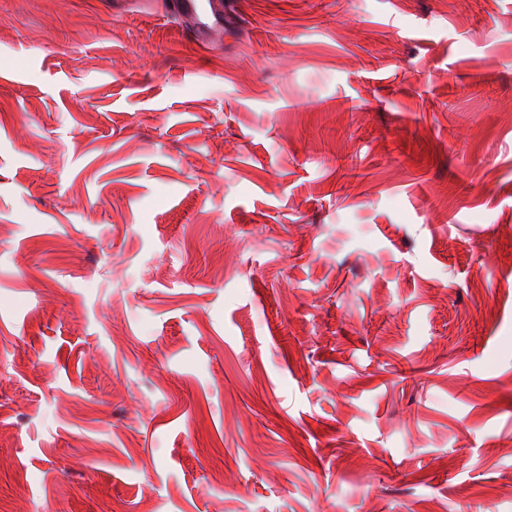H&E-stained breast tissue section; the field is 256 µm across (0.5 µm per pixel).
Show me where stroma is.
<instances>
[{"instance_id":"1","label":"stroma","mask_w":512,"mask_h":512,"mask_svg":"<svg viewBox=\"0 0 512 512\" xmlns=\"http://www.w3.org/2000/svg\"><path fill=\"white\" fill-rule=\"evenodd\" d=\"M0 0V512H512V0ZM173 11L186 23V36L202 46L222 44L224 28L230 19L224 0H175Z\"/></svg>"}]
</instances>
